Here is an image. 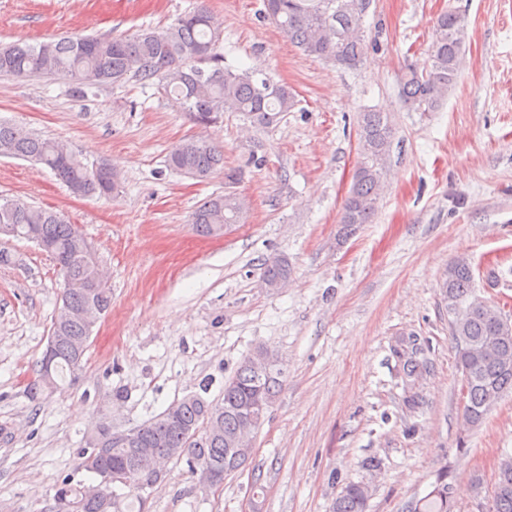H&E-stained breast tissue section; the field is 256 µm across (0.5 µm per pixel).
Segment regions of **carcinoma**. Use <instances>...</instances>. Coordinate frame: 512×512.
I'll return each mask as SVG.
<instances>
[{"label": "carcinoma", "instance_id": "cac0c4a2", "mask_svg": "<svg viewBox=\"0 0 512 512\" xmlns=\"http://www.w3.org/2000/svg\"><path fill=\"white\" fill-rule=\"evenodd\" d=\"M264 17L276 24L304 54L324 59L341 69H354L368 44L363 26L370 0H263ZM467 32L465 16L455 10L440 14L433 26L431 44L420 62L407 67L401 78L404 105L412 112H435L454 85ZM223 28L206 7L179 17L163 31L146 30L132 37L109 40L75 35L39 44L25 42L0 47V74L17 78L63 76L82 96L85 88L136 78L155 79L197 122L207 125L224 112H240L253 123L270 127L292 111L296 95L287 85L249 70L234 72L222 66L217 48ZM394 128L390 114L368 110L360 115L358 160L353 183L344 199L340 223L348 231L371 224L378 211L380 191L387 176ZM0 156L27 158L47 166L77 195L106 196L117 187V175L107 163L85 166L62 142L46 139L9 123L0 122ZM170 169L201 181L224 167L223 151L203 138H188L172 146ZM246 199L234 191L205 200L195 210L192 223L203 236H212L222 224L242 220ZM10 224L14 238L35 232L42 251L49 254L63 278L61 305L50 327L58 337L51 354L40 360L38 376L28 388L36 400L58 382L74 374L73 364L88 347L89 308L112 305V293L96 262L85 257L84 236L76 225L54 210L37 208L21 200L0 203V225ZM288 262L271 257L263 267V280L286 281ZM448 300V323L457 364L466 386L464 419L471 426L483 422L491 409L512 392V337L500 338L498 305L479 297L474 289L471 263L455 259L441 284ZM419 363L403 358L401 378L415 384ZM285 382L279 356L257 347L224 381V398L209 402L188 394L153 419L128 430L121 445L112 443V424L101 422L85 436L81 467L95 474V484L74 486L66 479L56 488L55 512H147L145 489H152L171 461H185L189 470L217 491L224 477L242 469L252 448L242 436V413L253 412L252 429H258ZM127 488L133 497L118 493ZM491 512H512V457L497 472ZM370 487L351 484L336 497L332 512H367ZM412 512H452L448 473L440 474L432 489Z\"/></svg>", "mask_w": 512, "mask_h": 512}]
</instances>
